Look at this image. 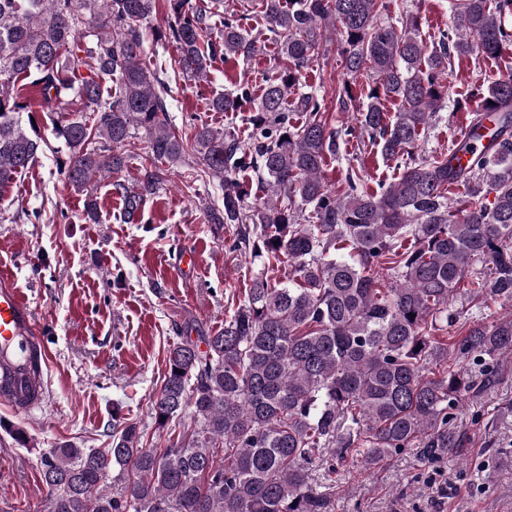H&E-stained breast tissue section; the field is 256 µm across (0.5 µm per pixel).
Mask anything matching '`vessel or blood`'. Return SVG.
Listing matches in <instances>:
<instances>
[{"instance_id":"b4317fda","label":"vessel or blood","mask_w":512,"mask_h":512,"mask_svg":"<svg viewBox=\"0 0 512 512\" xmlns=\"http://www.w3.org/2000/svg\"><path fill=\"white\" fill-rule=\"evenodd\" d=\"M50 355L33 303L0 266V405L17 414L41 409Z\"/></svg>"}]
</instances>
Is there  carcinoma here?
<instances>
[{"label": "carcinoma", "instance_id": "obj_1", "mask_svg": "<svg viewBox=\"0 0 512 512\" xmlns=\"http://www.w3.org/2000/svg\"><path fill=\"white\" fill-rule=\"evenodd\" d=\"M156 42L176 55L146 64L143 26L155 0H0V189L38 159L45 137L27 93L57 113L52 134L66 161L67 186L86 193L97 176L121 172L135 139L148 140L138 191L113 189L131 220L163 180L158 163L185 152L157 88L164 76L208 77L217 57L249 58L257 38L245 12L223 18L212 39L213 4L168 0ZM394 0H259L279 45L260 97L247 83L217 93L212 112L250 107L242 142L227 129L197 128L203 172L219 180L223 207L211 224H253L241 245L260 271L224 329L192 338L179 328L167 372L151 404L157 428L193 421L163 447L147 445L138 422L112 426L109 447L57 443L41 455L50 512H330L306 466L329 455L372 471L403 450L429 458L456 453L448 428L464 396L497 382L496 361L512 354V311L484 321L488 303L512 305V78L493 84L471 110L472 130L487 113L497 126L486 147L457 167L448 153L418 154L447 107L454 59L496 58L512 45V0H448L456 19L426 44L417 15H392ZM341 42L346 81L336 94L356 125L330 126L325 98L300 93L303 70L330 41ZM301 121L288 114V98ZM398 104L389 113L385 102ZM381 146L402 171L369 190L350 168L339 191L321 171L340 143ZM464 188L448 196V186ZM389 272L379 284L376 270ZM118 471L112 475V471Z\"/></svg>", "mask_w": 512, "mask_h": 512}]
</instances>
